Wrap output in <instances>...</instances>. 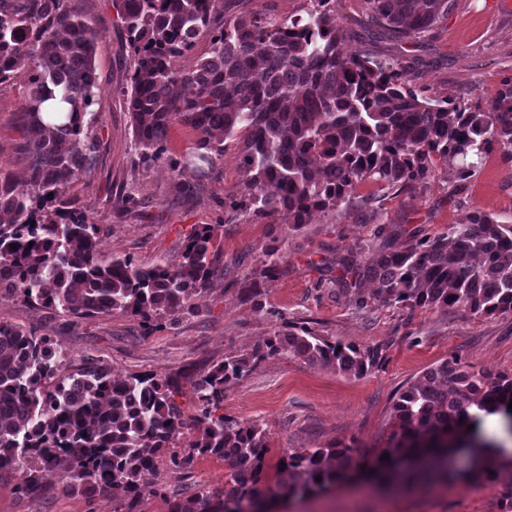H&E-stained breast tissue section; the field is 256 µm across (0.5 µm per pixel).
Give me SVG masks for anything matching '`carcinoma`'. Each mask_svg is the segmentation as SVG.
Wrapping results in <instances>:
<instances>
[{
	"label": "carcinoma",
	"instance_id": "1",
	"mask_svg": "<svg viewBox=\"0 0 512 512\" xmlns=\"http://www.w3.org/2000/svg\"><path fill=\"white\" fill-rule=\"evenodd\" d=\"M457 0H368L369 21L397 40L418 38L448 18ZM133 51L122 88L140 166L166 152L178 121L197 132L198 166L224 155V141L241 146L245 203L256 218L280 212L296 229L316 212L334 211L356 184L371 179L412 187L435 160L452 162L466 178L499 148L512 162V78L484 111L448 98L418 97L399 62L347 55L348 30L330 0H313L307 17L266 25L242 16L211 37L207 54L184 72L176 62L207 29L223 0H113ZM95 34L80 0H0V84L22 79L23 150L30 157L18 176L0 165V295L81 319L131 314L146 328L194 309L193 301L224 278L214 248L216 224L196 231L175 261L138 266L127 256L100 257V228L87 223L68 189L87 169L96 148L89 128L98 84ZM21 59L31 66L19 73ZM60 96L68 121L43 122L41 106ZM17 244L18 249L11 248ZM341 271L371 281L377 298L407 308L463 306L484 317L512 314V224L473 211L448 232L397 249L375 252ZM285 356L360 378L382 360L377 348L332 341L304 322L224 357L192 381L197 413L175 402L179 386L155 373L112 375L98 362L61 374V344L20 326L0 324V482H15L24 498L49 487L86 498L109 497L135 512L160 493L157 461L175 435H195L188 455L216 456L230 467L226 493L200 491L175 499L170 512H270L280 501L332 489L353 477L406 489L462 475L496 481L494 444L467 429L479 411L504 417L512 436V375L472 372L457 357L427 369L393 406L394 430L367 469L351 472V446L298 448L288 454V479L263 492L266 430L217 410L224 390L259 363ZM468 457L457 471L456 451ZM388 458H382V455ZM28 456L20 466L17 457ZM321 480H316V477Z\"/></svg>",
	"mask_w": 512,
	"mask_h": 512
}]
</instances>
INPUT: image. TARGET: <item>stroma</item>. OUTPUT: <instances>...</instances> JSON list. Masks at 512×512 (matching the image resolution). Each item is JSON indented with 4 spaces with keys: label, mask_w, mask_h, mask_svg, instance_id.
Returning <instances> with one entry per match:
<instances>
[{
    "label": "stroma",
    "mask_w": 512,
    "mask_h": 512,
    "mask_svg": "<svg viewBox=\"0 0 512 512\" xmlns=\"http://www.w3.org/2000/svg\"><path fill=\"white\" fill-rule=\"evenodd\" d=\"M310 0H224L212 29L241 15L283 20L304 15ZM336 18L352 31L345 52H373L398 60L418 95H453L486 109L505 77L512 75V0H458L457 9L429 36L399 41L366 28L367 0H336ZM95 33L99 92L91 107L97 147L87 174L70 190L88 223L99 225L102 258L128 255L141 266L176 259L201 225H220L214 244L224 278L180 320L144 330L139 317L97 315L78 320L0 295V323L34 330L67 352L64 373L104 362L121 374L151 372L177 379L176 402L194 411L191 381L224 357L237 354L278 330L283 322L307 323L318 334L362 347H380L383 359L360 378L329 367L277 357L262 362L224 392L223 412L267 431L263 460L274 480L295 448L352 446L357 462L373 461L393 431L398 396L428 368L459 356L472 371L512 374V314L481 317L461 307L386 305L343 288L336 265L350 256L365 264L372 252L438 236L466 214L480 211L512 223V162L493 150L470 177H457L452 164L436 162L420 184L400 189L365 180L337 210L315 214L293 231L284 216L257 219L232 209L242 194L238 149L226 140L223 157L207 175L193 168L173 175L165 162L143 169L134 164L130 114L120 94L129 79L133 52L112 0H83ZM20 82L0 85V164L24 173ZM135 193L139 204L124 209L121 198ZM279 249L278 272L264 280L258 303L242 290L260 272L268 247ZM499 481L457 479L402 491L364 490L345 482L292 500L287 512H512L502 496L512 481V453L497 457ZM223 460L194 456L184 468L160 459L157 479L164 492L144 499L138 512H169L173 497L224 488ZM58 476L47 479L48 495L19 497L12 483H0V512H116L106 498L65 495Z\"/></svg>",
    "instance_id": "1"
}]
</instances>
